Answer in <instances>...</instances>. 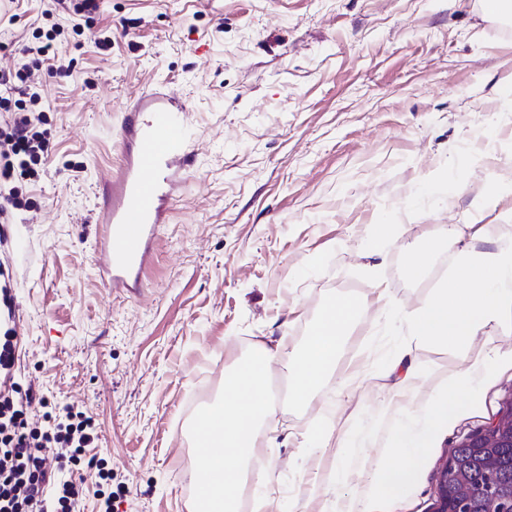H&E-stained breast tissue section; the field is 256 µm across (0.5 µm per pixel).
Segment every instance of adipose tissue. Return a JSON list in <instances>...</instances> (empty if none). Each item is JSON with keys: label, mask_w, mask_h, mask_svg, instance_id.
<instances>
[{"label": "adipose tissue", "mask_w": 512, "mask_h": 512, "mask_svg": "<svg viewBox=\"0 0 512 512\" xmlns=\"http://www.w3.org/2000/svg\"><path fill=\"white\" fill-rule=\"evenodd\" d=\"M472 230L485 249L460 244L454 229L444 225L429 247L409 256L407 275L414 280L424 277L436 253H449L451 263L424 297L401 305L391 319L398 335L384 369L398 381L378 408L392 410L394 422L362 469H348L344 457L347 449L367 445L364 429L374 409L354 394L368 373L338 378L335 392L344 414L337 424L308 435L312 448L333 457L312 512H386L408 498L422 480L437 436L476 410L482 389L503 367H512V348L502 345L512 337V226L476 223ZM367 308L365 299L350 295L323 307L304 342L287 355L290 399L303 403L318 393ZM447 355L460 359V366L444 363ZM279 356V350L259 345L224 373V400L210 411L198 449L199 470L212 479L211 512H238V492L247 482L258 492V507L266 505L260 491L271 485L273 474H248L246 462L275 411L268 381Z\"/></svg>", "instance_id": "adipose-tissue-1"}]
</instances>
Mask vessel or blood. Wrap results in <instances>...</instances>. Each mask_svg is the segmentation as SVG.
Instances as JSON below:
<instances>
[{"label":"vessel or blood","instance_id":"vessel-or-blood-1","mask_svg":"<svg viewBox=\"0 0 512 512\" xmlns=\"http://www.w3.org/2000/svg\"><path fill=\"white\" fill-rule=\"evenodd\" d=\"M192 135L186 106L164 93H143L124 107L126 149L97 215L96 246L106 257L100 277L113 292H139L170 203L196 162Z\"/></svg>","mask_w":512,"mask_h":512}]
</instances>
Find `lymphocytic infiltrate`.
Here are the masks:
<instances>
[{"instance_id":"1","label":"lymphocytic infiltrate","mask_w":512,"mask_h":512,"mask_svg":"<svg viewBox=\"0 0 512 512\" xmlns=\"http://www.w3.org/2000/svg\"><path fill=\"white\" fill-rule=\"evenodd\" d=\"M29 64L0 69V109L17 116L0 139V214L21 208L10 180L15 171L32 172L48 146L35 129L41 98L28 83ZM34 400L0 393V512H84L80 487L66 478L54 459L80 462L97 435L90 417L66 412L43 429L29 428L25 410Z\"/></svg>"}]
</instances>
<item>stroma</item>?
<instances>
[{"label":"stroma","mask_w":512,"mask_h":512,"mask_svg":"<svg viewBox=\"0 0 512 512\" xmlns=\"http://www.w3.org/2000/svg\"><path fill=\"white\" fill-rule=\"evenodd\" d=\"M0 68L55 29L61 79L44 62L48 156L16 178L24 207L0 239V288L18 336L13 380L46 399L30 426L64 407L91 416L86 456L105 459L116 512H190L197 475L191 425L219 402L224 370L259 342L300 345L330 300L399 303L424 296L440 256L410 280L406 255L442 224H512V27L480 0H99L71 17L52 0H0ZM108 30L102 50L91 32ZM154 89L191 115L196 164L160 229L144 287L115 294L99 276V189L123 155L121 108ZM442 170L447 187L427 185ZM396 224L377 276L363 237ZM375 310L355 324L336 364L375 365ZM320 395L276 401L258 447L279 482L274 512H307L313 476L302 442L341 413ZM512 393V368L484 391L430 457L421 484L392 512H436L449 448L488 425Z\"/></svg>","instance_id":"stroma-1"}]
</instances>
